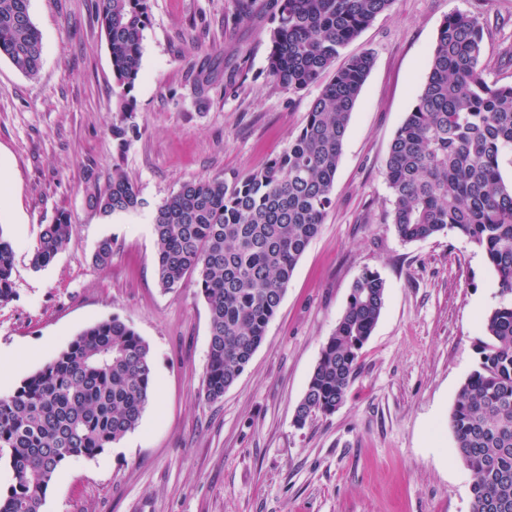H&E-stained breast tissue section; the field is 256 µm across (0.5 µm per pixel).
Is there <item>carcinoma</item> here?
I'll list each match as a JSON object with an SVG mask.
<instances>
[{
    "mask_svg": "<svg viewBox=\"0 0 512 512\" xmlns=\"http://www.w3.org/2000/svg\"><path fill=\"white\" fill-rule=\"evenodd\" d=\"M396 0H273L268 81L298 92L317 82L344 49ZM150 0H96L112 60V136L127 145L132 92L141 75ZM34 77L42 59L29 0H0V57ZM373 65L369 52L336 67L288 147L243 176L186 182L152 215L156 271L171 292L195 278L209 310L205 398L224 396L263 342L296 265L333 204L343 143ZM484 28L452 12L440 26L430 69L416 104L387 152L391 218L404 242L454 232L482 249L501 300L484 320L478 367L461 387L450 414L456 453L474 474L472 512H512V181L503 162L512 147V83L488 81ZM108 217L135 212L139 192L115 163L104 189L89 197ZM73 231L62 212L43 225L31 256L41 270L66 248ZM112 239L100 240L98 266L112 259ZM14 251L0 236V305L11 302ZM381 275L363 269L323 345L294 421L330 415L343 403L360 353L385 304ZM155 392L148 343L117 317L77 334L66 348L0 395V459L13 482L0 491V512H42L59 468L93 458L140 423Z\"/></svg>",
    "mask_w": 512,
    "mask_h": 512,
    "instance_id": "1",
    "label": "carcinoma"
}]
</instances>
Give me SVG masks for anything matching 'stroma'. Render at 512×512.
<instances>
[{"label":"stroma","instance_id":"stroma-1","mask_svg":"<svg viewBox=\"0 0 512 512\" xmlns=\"http://www.w3.org/2000/svg\"><path fill=\"white\" fill-rule=\"evenodd\" d=\"M137 112L118 149L112 62L94 0H30L42 68L0 58V236L15 297L0 347L26 356L12 391L85 328L111 317L149 344L156 396L140 425L94 458L69 460L42 512H472L474 476L449 417L480 361L499 300L483 251L448 232L406 243L389 213L390 143L412 111L448 13L479 16L490 76L512 81V0H396L345 50L374 65L343 144L334 205L300 259L262 345L224 396L207 401L209 313L194 279L158 285L154 208L188 181L265 166L303 127L322 83L266 78L270 0H150ZM120 163L142 200L112 217L90 207ZM73 233L48 267L30 258L57 213ZM111 238V262L96 265ZM385 305L343 404L304 426L294 413L363 269Z\"/></svg>","mask_w":512,"mask_h":512}]
</instances>
